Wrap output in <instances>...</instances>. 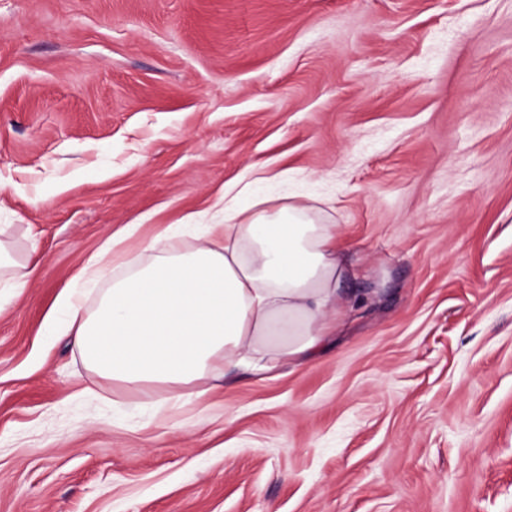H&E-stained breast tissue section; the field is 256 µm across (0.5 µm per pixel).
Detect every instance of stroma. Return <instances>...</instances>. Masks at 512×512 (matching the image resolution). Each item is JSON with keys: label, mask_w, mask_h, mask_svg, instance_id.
<instances>
[{"label": "stroma", "mask_w": 512, "mask_h": 512, "mask_svg": "<svg viewBox=\"0 0 512 512\" xmlns=\"http://www.w3.org/2000/svg\"><path fill=\"white\" fill-rule=\"evenodd\" d=\"M249 165L333 208L353 303L143 406L61 293ZM0 243V512H512V0H0ZM119 243L114 237L105 239L96 255L92 256L83 270L93 269L94 274H99L112 262V249Z\"/></svg>", "instance_id": "35a3bbf8"}]
</instances>
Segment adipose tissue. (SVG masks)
Returning <instances> with one entry per match:
<instances>
[{"label":"adipose tissue","instance_id":"1","mask_svg":"<svg viewBox=\"0 0 512 512\" xmlns=\"http://www.w3.org/2000/svg\"><path fill=\"white\" fill-rule=\"evenodd\" d=\"M179 224L150 262L126 260L94 311L63 307L91 372L127 389L205 385L238 368L264 374L319 354L336 332L346 266L339 227L302 202L248 210L225 193L198 243Z\"/></svg>","mask_w":512,"mask_h":512}]
</instances>
